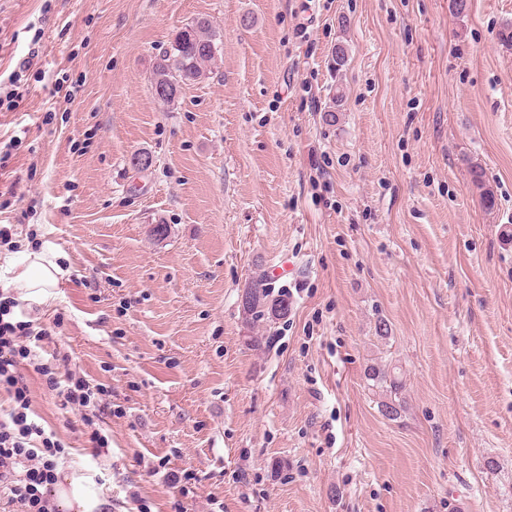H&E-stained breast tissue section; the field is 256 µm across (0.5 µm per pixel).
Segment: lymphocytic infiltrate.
<instances>
[{
  "label": "lymphocytic infiltrate",
  "instance_id": "1",
  "mask_svg": "<svg viewBox=\"0 0 512 512\" xmlns=\"http://www.w3.org/2000/svg\"><path fill=\"white\" fill-rule=\"evenodd\" d=\"M17 306L13 294L0 293V393L9 400L0 415V491L6 496L0 512H58L51 490L64 446L55 432L31 418L30 388L20 371L22 360L50 342L51 334L36 321L18 319ZM36 370L48 390L79 411L90 430L93 454L102 453L108 440L95 426L104 410L102 387L90 385L72 371H59L49 361L37 364Z\"/></svg>",
  "mask_w": 512,
  "mask_h": 512
}]
</instances>
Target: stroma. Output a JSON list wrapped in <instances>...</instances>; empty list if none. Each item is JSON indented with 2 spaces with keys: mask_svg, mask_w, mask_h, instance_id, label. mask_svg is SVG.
Here are the masks:
<instances>
[{
  "mask_svg": "<svg viewBox=\"0 0 512 512\" xmlns=\"http://www.w3.org/2000/svg\"><path fill=\"white\" fill-rule=\"evenodd\" d=\"M201 17L218 56L161 105L153 63ZM507 21L512 0H0V287L28 249L67 256L22 307L107 387V452L20 370L96 512H512ZM260 275L291 306L253 325ZM471 182L478 192L479 201L483 208L491 210L496 206V197L492 186L486 178V172L479 163L468 162ZM366 378L374 383L373 387L382 388V396L378 402L380 413L392 421L399 419L405 409V401L401 396L402 381L394 374L391 375L389 366L378 363L367 368Z\"/></svg>",
  "mask_w": 512,
  "mask_h": 512,
  "instance_id": "35a3bbf8",
  "label": "stroma"
}]
</instances>
